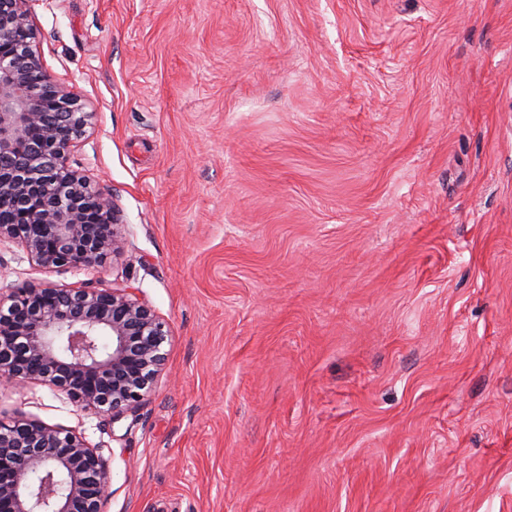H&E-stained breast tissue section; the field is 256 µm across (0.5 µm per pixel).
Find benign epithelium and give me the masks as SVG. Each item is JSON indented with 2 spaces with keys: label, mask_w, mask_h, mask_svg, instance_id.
<instances>
[{
  "label": "benign epithelium",
  "mask_w": 512,
  "mask_h": 512,
  "mask_svg": "<svg viewBox=\"0 0 512 512\" xmlns=\"http://www.w3.org/2000/svg\"><path fill=\"white\" fill-rule=\"evenodd\" d=\"M31 0H0V242L42 270L100 266L125 251L111 195L69 165L93 124L43 69ZM107 340H102V337ZM171 330L141 288L26 284L0 300V383H41L119 421L154 394ZM107 459L82 435L0 421V512H102Z\"/></svg>",
  "instance_id": "7a95c632"
}]
</instances>
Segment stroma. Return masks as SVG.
<instances>
[{"mask_svg": "<svg viewBox=\"0 0 512 512\" xmlns=\"http://www.w3.org/2000/svg\"><path fill=\"white\" fill-rule=\"evenodd\" d=\"M127 239L0 298L132 280L172 329L105 512H512V0H33Z\"/></svg>", "mask_w": 512, "mask_h": 512, "instance_id": "obj_1", "label": "stroma"}]
</instances>
